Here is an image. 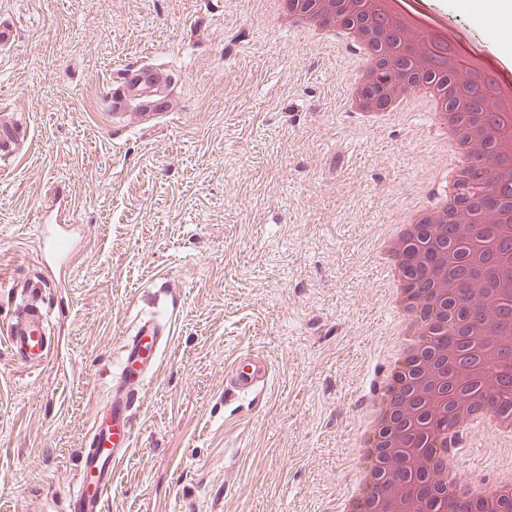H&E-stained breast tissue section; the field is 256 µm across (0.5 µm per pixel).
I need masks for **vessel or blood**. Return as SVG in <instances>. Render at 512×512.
Here are the masks:
<instances>
[{"mask_svg": "<svg viewBox=\"0 0 512 512\" xmlns=\"http://www.w3.org/2000/svg\"><path fill=\"white\" fill-rule=\"evenodd\" d=\"M120 70L126 89L119 95L114 88H107L105 99L110 108L116 110L134 100L149 115L161 114L163 101L151 89L149 68L134 63L121 65ZM29 137L27 124L1 115L0 161L16 159ZM73 239L72 225H39L38 256L51 261L52 266L50 276L37 281L36 289L66 286V274L74 259ZM45 324L43 307L30 295L22 313L0 330V339L22 365H38L48 359L52 348ZM175 332L172 321L142 318L132 336L124 341L119 369L112 376L108 397L93 414L89 445L78 452L75 482L65 498V512H103L105 498L112 490L113 475L134 448L135 397L157 371L161 351L172 343ZM268 377V367L261 359L240 356L232 365L233 392L237 395L257 394Z\"/></svg>", "mask_w": 512, "mask_h": 512, "instance_id": "b4317fda", "label": "vessel or blood"}]
</instances>
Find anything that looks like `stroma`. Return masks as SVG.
<instances>
[{
    "mask_svg": "<svg viewBox=\"0 0 512 512\" xmlns=\"http://www.w3.org/2000/svg\"><path fill=\"white\" fill-rule=\"evenodd\" d=\"M425 10L512 62L497 0ZM1 14L19 42L0 50V105L32 141L0 170V323L42 275L49 201L73 202L85 238L68 292L45 299L50 361L24 368L0 346V512H64L119 348L162 304L175 342L104 512H335L390 370L397 316L373 244L443 166L426 112L364 125L340 101L341 53L265 0H0ZM124 61L157 71L168 112L108 115ZM246 352L270 369L255 399L228 392ZM509 463L479 429L460 477Z\"/></svg>",
    "mask_w": 512,
    "mask_h": 512,
    "instance_id": "35a3bbf8",
    "label": "stroma"
}]
</instances>
